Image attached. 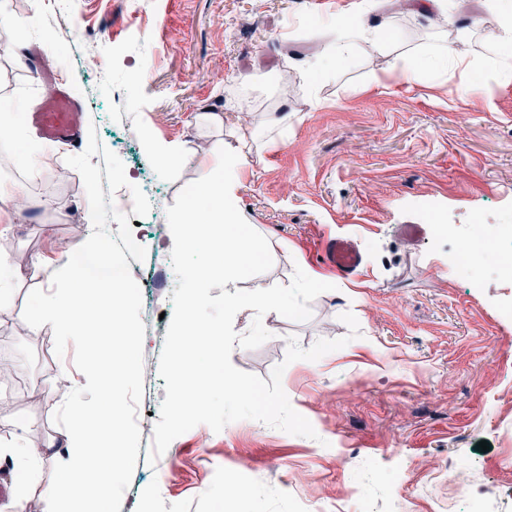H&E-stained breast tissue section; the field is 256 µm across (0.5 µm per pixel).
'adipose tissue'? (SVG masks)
I'll return each instance as SVG.
<instances>
[{
    "mask_svg": "<svg viewBox=\"0 0 512 512\" xmlns=\"http://www.w3.org/2000/svg\"><path fill=\"white\" fill-rule=\"evenodd\" d=\"M369 28L363 19L337 26L336 36L320 55L305 60L301 74L310 79L335 69L345 53ZM24 104L0 107V154L23 167L37 168L46 148L24 122ZM104 247L82 250L67 269L69 288L40 293L24 316L30 330L53 328L62 344L80 346L92 359L111 352L109 364L92 366L71 384L62 431L63 476L33 490L29 482L51 443L31 435L30 424L15 425L12 439L0 452L19 467L11 494L0 512H104L112 486L127 457L123 389L136 373L133 352L138 338L129 321L132 293L113 277Z\"/></svg>",
    "mask_w": 512,
    "mask_h": 512,
    "instance_id": "obj_1",
    "label": "adipose tissue"
}]
</instances>
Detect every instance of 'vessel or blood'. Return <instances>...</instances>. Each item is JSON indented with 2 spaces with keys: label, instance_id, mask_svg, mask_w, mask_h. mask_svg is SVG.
<instances>
[{
  "label": "vessel or blood",
  "instance_id": "b4317fda",
  "mask_svg": "<svg viewBox=\"0 0 512 512\" xmlns=\"http://www.w3.org/2000/svg\"><path fill=\"white\" fill-rule=\"evenodd\" d=\"M30 120L47 140L75 144L81 137L82 107L68 89L50 87L37 110L31 112ZM321 250L326 267L337 275L356 274L364 265L362 253L352 239L342 236L325 239Z\"/></svg>",
  "mask_w": 512,
  "mask_h": 512
}]
</instances>
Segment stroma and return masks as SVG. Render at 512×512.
Returning <instances> with one entry per match:
<instances>
[{
	"label": "stroma",
	"instance_id": "35a3bbf8",
	"mask_svg": "<svg viewBox=\"0 0 512 512\" xmlns=\"http://www.w3.org/2000/svg\"><path fill=\"white\" fill-rule=\"evenodd\" d=\"M5 0L38 26L14 33L15 54L0 53V103L40 102L46 87L17 57H38L83 104L82 141L52 144L42 167L0 157V180L28 184L30 201L6 244L20 266L10 307L0 312V442L13 421H31L40 440L67 422L70 381L89 367L79 348L62 347L51 328L28 333L21 316L30 298L57 288L59 267L87 207L89 233L113 244L131 275L162 274L153 295L135 296L138 372L125 387L129 452L108 512H224L225 484L248 495L250 512H469L448 484L470 482L489 512H512V275L461 269L455 254L469 224L512 238V74L493 75L501 50L488 36L486 0H463L448 21L416 15L419 0ZM398 29L359 42L334 74L302 80L296 61L331 38L328 16ZM469 63L459 73L424 69L420 82L399 76L406 57L433 60L441 46ZM99 64H88L89 50ZM287 112L276 127L274 108ZM219 122H212V115ZM252 134L238 206L271 241L272 268L240 281L245 290L289 285L296 265L324 267L310 245L322 236L353 238L364 268L345 293L326 292L305 322L276 312L262 322L271 338L235 348L240 370L269 378L285 364L282 387L316 438L242 420L221 432L199 425L177 437L156 464L147 457L166 397L158 360L176 286L165 211L199 177L202 152ZM180 146L183 164L158 168L143 140ZM96 173L87 192L86 170ZM134 200L138 223L113 196ZM52 198L50 208L41 201ZM417 224L419 238L400 228ZM137 251H122L125 240ZM41 257L32 267V257ZM360 327L349 338L343 313ZM302 348L348 337L317 361L285 363L288 337ZM52 398H32L33 382ZM488 450H480V441Z\"/></svg>",
	"mask_w": 512,
	"mask_h": 512
}]
</instances>
